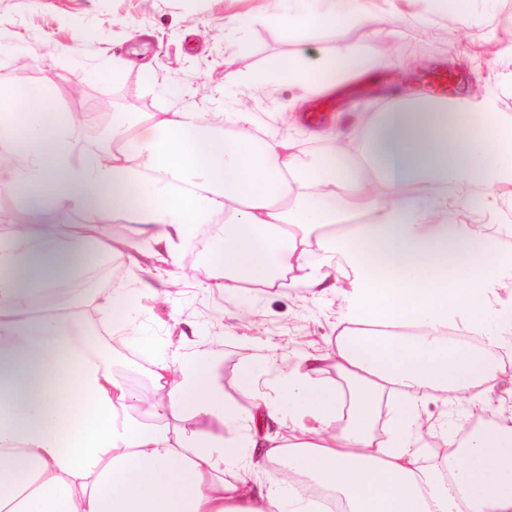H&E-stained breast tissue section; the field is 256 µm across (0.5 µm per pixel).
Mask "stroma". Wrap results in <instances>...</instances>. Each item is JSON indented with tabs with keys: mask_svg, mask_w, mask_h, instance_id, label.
<instances>
[{
	"mask_svg": "<svg viewBox=\"0 0 512 512\" xmlns=\"http://www.w3.org/2000/svg\"><path fill=\"white\" fill-rule=\"evenodd\" d=\"M281 8L280 0H0V81L21 93L49 84L65 118L84 113L105 122L106 114L95 110L101 100L111 101L116 117L132 121L191 103L206 113H251L260 127L313 149L317 143L302 120L310 102L288 106L300 94L297 87L246 88L238 79L301 55L315 63L354 47L376 65L327 95L330 117L321 128L343 139L361 135L382 101L425 95L426 75L441 67L454 74L449 97L493 94L499 108L512 113V90L499 84L501 51L512 44V0H471L462 16L437 9L434 0H372V25L350 29L342 38L325 25L302 36L288 34L273 20ZM74 44L87 66L102 56L135 57L151 73L130 68L101 78L79 74L64 52ZM17 57L29 59V66L15 67ZM220 239L203 224L174 259H147L152 273L175 280L169 302L144 297L124 277L125 307L105 317L86 310L79 331L120 333L110 366L137 393L149 387L156 355L194 350L214 354L216 382L226 401L244 413L253 406L240 388L246 370L256 373L258 392L272 395L298 358L318 356L324 383L337 386L327 355L343 329L340 296L330 291L313 297L300 280L226 294L218 288L224 270L213 262ZM128 308L136 316L131 323L124 314ZM142 336L155 341L156 354L139 349ZM491 400L494 410L487 413L470 395L452 393L447 401H430L427 411L437 426L462 436L469 424L487 417L512 419L511 400L496 393Z\"/></svg>",
	"mask_w": 512,
	"mask_h": 512,
	"instance_id": "35a3bbf8",
	"label": "stroma"
}]
</instances>
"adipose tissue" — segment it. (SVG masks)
<instances>
[{
    "instance_id": "adipose-tissue-1",
    "label": "adipose tissue",
    "mask_w": 512,
    "mask_h": 512,
    "mask_svg": "<svg viewBox=\"0 0 512 512\" xmlns=\"http://www.w3.org/2000/svg\"><path fill=\"white\" fill-rule=\"evenodd\" d=\"M372 18L371 0H288L275 20L341 37ZM373 65L352 50L256 80L313 97ZM316 139L308 151L258 135L246 113L183 106L113 123L110 141L79 159L48 88L22 95L0 83V185L26 202L0 235V512H317L314 497L286 494L298 475L332 488L344 512H512V427L491 420L460 441L424 415L437 396L493 393L508 377L448 333L512 337V304L499 301L512 293V250L493 223L495 188L512 183V115L493 96L410 98L388 103L351 143ZM459 198L476 199L483 223L449 221ZM49 206L102 222L133 210L139 228L65 239L39 221ZM218 213L225 293L289 278L339 283L345 328L332 360L348 394L323 384L319 358L306 356L245 416L225 401L210 357L179 352L158 358L151 391L137 394L72 318L34 313L63 283L67 308L114 309L122 290L74 287L81 258L118 255L135 270L145 245L174 255ZM393 389L401 399L382 441L371 425ZM265 417L279 432L260 434ZM173 418L193 426L173 437ZM255 447L282 463L281 480L250 477L241 451ZM428 448L441 455L424 466Z\"/></svg>"
}]
</instances>
